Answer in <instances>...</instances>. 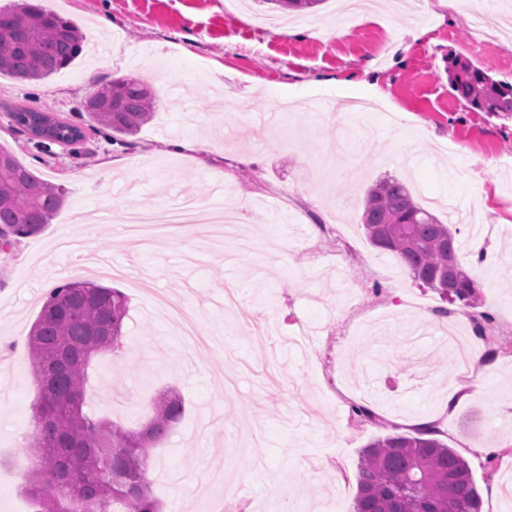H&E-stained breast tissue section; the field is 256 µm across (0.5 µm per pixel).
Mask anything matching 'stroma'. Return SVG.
<instances>
[{
  "label": "stroma",
  "mask_w": 512,
  "mask_h": 512,
  "mask_svg": "<svg viewBox=\"0 0 512 512\" xmlns=\"http://www.w3.org/2000/svg\"><path fill=\"white\" fill-rule=\"evenodd\" d=\"M73 20L103 51L41 80L0 77V146L65 191L39 234L0 251V336L28 334L48 283L80 276L130 299L117 356L90 370L106 411L137 428L153 396L176 388L185 417L153 449L152 489L163 512H352L362 448L375 436L429 421L467 460L481 512H512V119L459 100L448 60L460 56L512 83V40L474 51L462 0H405L347 19L343 0L314 11L274 0H37ZM111 25L101 29L99 16ZM287 20L293 35L259 29ZM368 68L370 88L342 78ZM144 81L154 118L117 144L89 130L78 106L94 84ZM46 106L86 127L84 140L34 148L9 123L16 106ZM206 140L205 150L183 149ZM481 180L468 181L471 171ZM407 179L438 217V197L478 209L501 254L479 276L481 300L449 303L420 286L361 226L377 180ZM288 191L292 203L277 196ZM184 197L234 206L255 243L212 241L213 225H172L139 245L123 209H164ZM291 242L282 250V242ZM381 284L374 294L373 284ZM275 318L281 334L256 341L224 306ZM480 337L497 355L484 371L453 360L446 338ZM319 330L312 351L288 338ZM36 385L27 348H0V502L29 512L24 494ZM377 418L349 424V406ZM495 445L494 460L479 450Z\"/></svg>",
  "instance_id": "obj_1"
}]
</instances>
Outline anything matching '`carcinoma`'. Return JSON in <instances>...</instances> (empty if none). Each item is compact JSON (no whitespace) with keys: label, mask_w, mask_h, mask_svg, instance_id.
<instances>
[{"label":"carcinoma","mask_w":512,"mask_h":512,"mask_svg":"<svg viewBox=\"0 0 512 512\" xmlns=\"http://www.w3.org/2000/svg\"><path fill=\"white\" fill-rule=\"evenodd\" d=\"M84 35L72 21L39 6L0 8V74L46 78L83 51ZM451 89L474 108L512 117V84L493 81L468 61H448ZM83 110L102 129L131 135L149 122L154 98L136 79L119 78L94 89ZM11 123L40 146L72 145L84 131L43 107H16ZM64 191L22 166L0 146V250L37 235L62 207ZM367 240L395 254L419 284L450 294L466 306L480 299V285L457 263L459 229L417 203L396 177L368 191L361 215ZM129 298L94 281L53 288L28 335L37 385L35 449L26 485L34 512H160L152 495L150 450L184 418L174 389L158 393L151 413L129 429L88 406V369L94 359L124 346ZM432 424L373 438L362 450L353 512H481L482 500L466 459L437 438Z\"/></svg>","instance_id":"cac0c4a2"}]
</instances>
